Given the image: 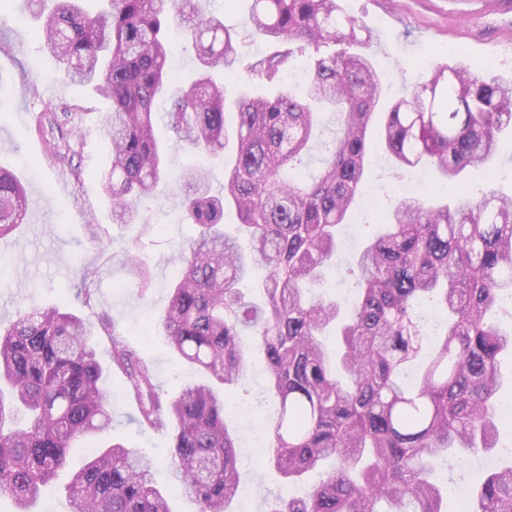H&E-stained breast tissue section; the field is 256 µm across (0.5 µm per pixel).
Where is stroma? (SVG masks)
I'll list each match as a JSON object with an SVG mask.
<instances>
[{"mask_svg":"<svg viewBox=\"0 0 512 512\" xmlns=\"http://www.w3.org/2000/svg\"><path fill=\"white\" fill-rule=\"evenodd\" d=\"M200 2L207 12L235 28L241 61L272 52V44L249 27V0ZM342 6L377 36L369 55L382 76L379 110H386L424 80L432 63L430 52L437 47H453V62L477 69L486 66L491 75L512 78V13L502 14L501 0H342ZM64 106L82 117V175L78 178L49 158L47 145L36 131L40 113ZM109 107L89 88L71 84L44 50L28 0H0V166L12 170L28 194L26 224L13 236L0 239V261L6 264L0 275V326L9 325L18 306H51L64 296L70 311L78 315L108 313L152 367L163 394L170 396L191 373L175 363L154 323L167 305L168 283L180 264L179 248L194 233L192 225L181 221L177 204L184 193L181 169L195 163L196 157L187 147L172 145L171 174L158 185L155 199L140 205L135 223H113L112 204L100 179L110 162V145L102 132V116ZM464 179L475 189L511 194L512 133L491 171L471 170ZM350 221L343 230L337 267L320 287V295L352 290L353 255L362 239L375 230L379 215L363 204L353 210ZM134 245L151 273L150 288L143 296L126 253ZM81 284L93 294L91 306L68 296L70 289ZM96 343L113 418L104 441L143 448L154 461L157 486L171 495L173 512H198L196 500L175 489L163 462L170 445L168 435L136 423V405L125 394L121 373L112 367L104 334H97ZM253 362L249 378L234 391L235 400L252 409L234 421L245 451L251 448L257 429L267 428L273 415L265 399L263 360L257 355ZM86 459L84 449L73 450L68 469L47 487L34 512H68L66 486ZM283 490L265 455H258L241 464L239 490L230 508L264 512L268 497Z\"/></svg>","mask_w":512,"mask_h":512,"instance_id":"obj_1","label":"stroma"}]
</instances>
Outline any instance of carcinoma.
I'll return each instance as SVG.
<instances>
[{
  "label": "carcinoma",
  "instance_id": "obj_1",
  "mask_svg": "<svg viewBox=\"0 0 512 512\" xmlns=\"http://www.w3.org/2000/svg\"><path fill=\"white\" fill-rule=\"evenodd\" d=\"M252 31L278 49L243 66L278 83L306 57L300 95L244 96L234 105L235 156L223 190L211 172L184 168L179 202L195 228L182 247L168 304L157 325L174 357L199 380L164 397L153 370L106 313L98 323L112 367L124 377L141 425L170 438L166 463L199 512H228L238 489L236 448L226 404L264 354L268 393L279 402L268 457L290 486L315 471L302 498L281 495L266 512H446L448 489L435 462L452 453L498 447L500 356L512 354V323L493 322L512 297V196L459 187L461 174L488 166L512 127V79L463 64H435L410 96L384 112L381 138L401 169L432 166L441 190L404 197L385 230L358 251V302L310 297L336 253V232L372 174L370 128L381 79L360 52L370 28L341 0H252ZM174 30L195 52L188 86L167 71ZM44 48L71 80L110 102L102 127L112 149L103 180L112 220H134L166 174L167 145L155 132V105L169 100L167 126L187 148L224 159V81L237 74L238 33L204 12L199 0H53L40 28ZM336 114L317 175L298 169ZM77 114L46 112L40 130L52 159L77 174ZM453 191L446 190V187ZM27 193L0 167V238L24 223ZM238 232H224L225 210ZM259 268L264 301L241 284ZM336 327L337 364L323 333ZM91 323L66 304L21 307L0 328V499L28 512L82 445L88 460L67 486L69 512H171L152 480L153 460L108 432L112 410L101 388ZM467 512H512V465L493 463L468 496Z\"/></svg>",
  "mask_w": 512,
  "mask_h": 512
}]
</instances>
